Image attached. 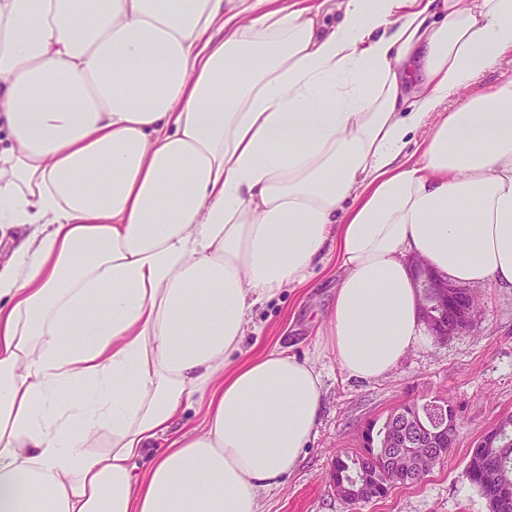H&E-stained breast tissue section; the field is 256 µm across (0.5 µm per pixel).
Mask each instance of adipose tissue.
Segmentation results:
<instances>
[{"label": "adipose tissue", "mask_w": 512, "mask_h": 512, "mask_svg": "<svg viewBox=\"0 0 512 512\" xmlns=\"http://www.w3.org/2000/svg\"><path fill=\"white\" fill-rule=\"evenodd\" d=\"M509 50L512 0H0V512H263L323 353L428 343L409 255L512 287ZM332 262L312 353L246 355ZM512 76V54L507 53L497 59L471 86L470 92L485 94L493 89L503 77Z\"/></svg>", "instance_id": "1"}]
</instances>
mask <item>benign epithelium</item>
Instances as JSON below:
<instances>
[{
	"mask_svg": "<svg viewBox=\"0 0 512 512\" xmlns=\"http://www.w3.org/2000/svg\"><path fill=\"white\" fill-rule=\"evenodd\" d=\"M410 267L415 274L421 320L428 334L435 341L442 342L469 329L477 305L469 304L460 315H448V306L463 294V286L449 280L446 275L432 271L420 256L410 259ZM421 407L422 404L418 402H403L390 410L395 420L392 423L393 433L385 440V447L412 448L414 454L405 458L398 457L389 466L384 473L389 485L395 484L400 474L413 466L429 472L446 457L440 448V441L448 428L455 424L450 404L444 401L435 404L431 423L424 420Z\"/></svg>",
	"mask_w": 512,
	"mask_h": 512,
	"instance_id": "7a95c632",
	"label": "benign epithelium"
}]
</instances>
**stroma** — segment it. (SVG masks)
I'll list each match as a JSON object with an SVG mask.
<instances>
[{
	"mask_svg": "<svg viewBox=\"0 0 512 512\" xmlns=\"http://www.w3.org/2000/svg\"><path fill=\"white\" fill-rule=\"evenodd\" d=\"M339 271L322 269L306 288H289L256 307L247 354L282 345L298 356L310 353L328 323ZM482 302L470 330L442 343L411 350L385 377L347 378L330 356L318 363L324 374L321 421L298 467L264 501V512H489V505L465 476L474 440L512 415V287L477 289ZM441 398L459 414L457 441L448 457L414 485H397L385 499L350 505L329 481L336 452H355L365 422L384 420L404 401Z\"/></svg>",
	"mask_w": 512,
	"mask_h": 512,
	"instance_id": "1",
	"label": "stroma"
}]
</instances>
